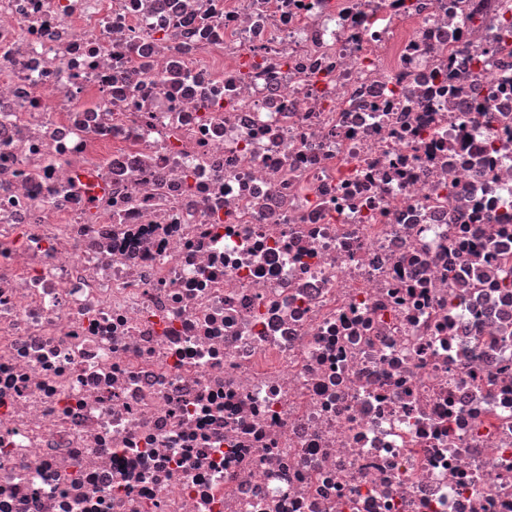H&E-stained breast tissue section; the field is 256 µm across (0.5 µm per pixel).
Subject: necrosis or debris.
<instances>
[{
  "label": "necrosis or debris",
  "mask_w": 512,
  "mask_h": 512,
  "mask_svg": "<svg viewBox=\"0 0 512 512\" xmlns=\"http://www.w3.org/2000/svg\"><path fill=\"white\" fill-rule=\"evenodd\" d=\"M0 512H512V0H0Z\"/></svg>",
  "instance_id": "4bbe7bcc"
}]
</instances>
